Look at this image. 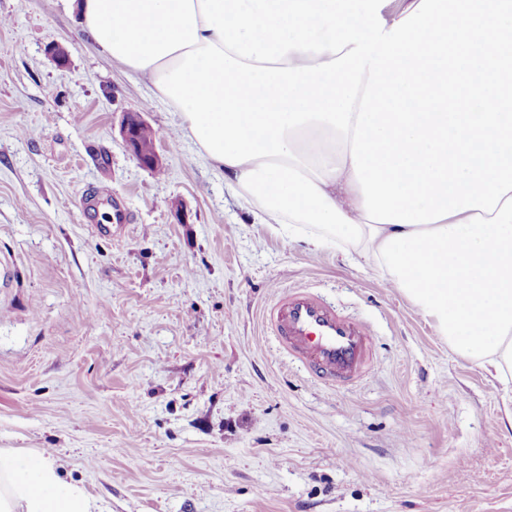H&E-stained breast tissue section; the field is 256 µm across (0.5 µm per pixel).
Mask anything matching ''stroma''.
Instances as JSON below:
<instances>
[{"mask_svg":"<svg viewBox=\"0 0 512 512\" xmlns=\"http://www.w3.org/2000/svg\"><path fill=\"white\" fill-rule=\"evenodd\" d=\"M176 122L63 0H0V448L109 512H512L500 385L370 269L254 223ZM283 287L366 322L373 370L310 380L262 319ZM148 129L149 124L140 114L128 112L121 122L120 136L126 149L140 166L150 170L162 169L163 164L157 151L155 137L151 145L145 144L140 137L143 131Z\"/></svg>","mask_w":512,"mask_h":512,"instance_id":"35a3bbf8","label":"stroma"}]
</instances>
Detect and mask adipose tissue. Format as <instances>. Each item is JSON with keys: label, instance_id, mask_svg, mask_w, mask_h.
<instances>
[{"label": "adipose tissue", "instance_id": "ef3b65f1", "mask_svg": "<svg viewBox=\"0 0 512 512\" xmlns=\"http://www.w3.org/2000/svg\"><path fill=\"white\" fill-rule=\"evenodd\" d=\"M258 223L342 243L512 386V0H69ZM0 512H101L0 448Z\"/></svg>", "mask_w": 512, "mask_h": 512}]
</instances>
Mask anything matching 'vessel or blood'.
<instances>
[{
    "label": "vessel or blood",
    "instance_id": "vessel-or-blood-1",
    "mask_svg": "<svg viewBox=\"0 0 512 512\" xmlns=\"http://www.w3.org/2000/svg\"><path fill=\"white\" fill-rule=\"evenodd\" d=\"M280 348L308 375L332 386L360 380L373 364V334L320 294L305 288L282 290L265 311Z\"/></svg>",
    "mask_w": 512,
    "mask_h": 512
}]
</instances>
